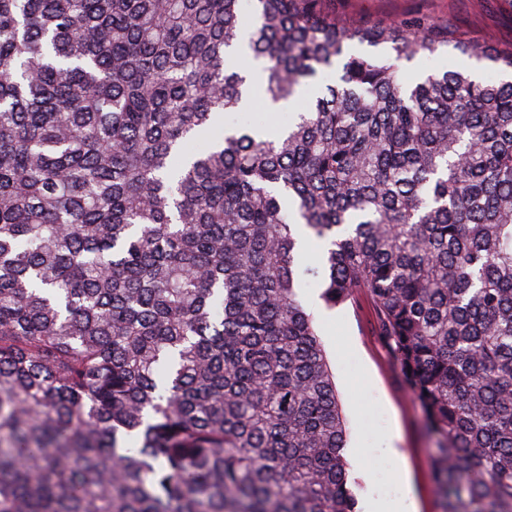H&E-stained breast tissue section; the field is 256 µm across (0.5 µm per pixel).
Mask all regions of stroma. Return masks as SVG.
Listing matches in <instances>:
<instances>
[{"label":"stroma","mask_w":512,"mask_h":512,"mask_svg":"<svg viewBox=\"0 0 512 512\" xmlns=\"http://www.w3.org/2000/svg\"><path fill=\"white\" fill-rule=\"evenodd\" d=\"M332 5L340 17L420 15L457 24L497 47L512 43L507 0H332ZM314 316L346 421L344 456L358 512H374L376 501L404 496L417 512H442L432 478L434 443L390 349L374 332L371 303L361 296L333 310L318 308Z\"/></svg>","instance_id":"1"}]
</instances>
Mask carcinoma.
<instances>
[{
	"instance_id": "carcinoma-1",
	"label": "carcinoma",
	"mask_w": 512,
	"mask_h": 512,
	"mask_svg": "<svg viewBox=\"0 0 512 512\" xmlns=\"http://www.w3.org/2000/svg\"><path fill=\"white\" fill-rule=\"evenodd\" d=\"M329 4L0 0V512H356L310 286L512 512V47Z\"/></svg>"
}]
</instances>
